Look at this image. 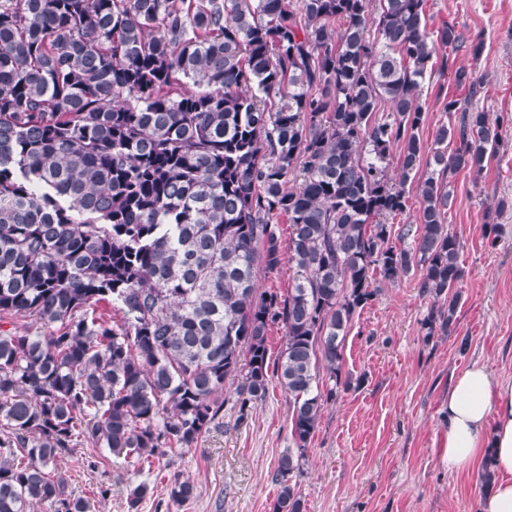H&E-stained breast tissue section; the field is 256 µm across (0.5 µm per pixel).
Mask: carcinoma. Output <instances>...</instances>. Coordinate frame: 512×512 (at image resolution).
I'll use <instances>...</instances> for the list:
<instances>
[{"label": "carcinoma", "mask_w": 512, "mask_h": 512, "mask_svg": "<svg viewBox=\"0 0 512 512\" xmlns=\"http://www.w3.org/2000/svg\"><path fill=\"white\" fill-rule=\"evenodd\" d=\"M425 4L0 0V512H88L61 457L82 448L94 471L104 448L127 467L191 448L240 375L241 414L273 381L288 396L272 512H303L297 477L349 388L357 309L413 272L425 336L451 331L446 177L482 171L512 121L465 111L425 146L429 63L464 42L429 31ZM416 179V223H386ZM285 262L287 294L257 286ZM152 491L130 484L129 507ZM167 495L195 487L176 475Z\"/></svg>", "instance_id": "cac0c4a2"}]
</instances>
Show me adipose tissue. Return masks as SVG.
<instances>
[{"mask_svg":"<svg viewBox=\"0 0 512 512\" xmlns=\"http://www.w3.org/2000/svg\"><path fill=\"white\" fill-rule=\"evenodd\" d=\"M442 418L449 468L479 463L494 476L479 512H512V381L473 361L454 377Z\"/></svg>","mask_w":512,"mask_h":512,"instance_id":"adipose-tissue-1","label":"adipose tissue"}]
</instances>
